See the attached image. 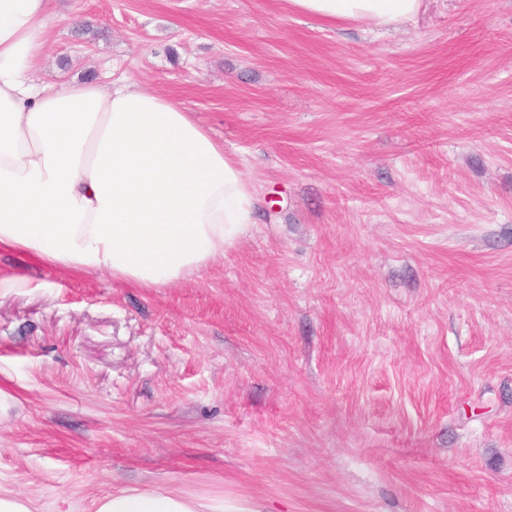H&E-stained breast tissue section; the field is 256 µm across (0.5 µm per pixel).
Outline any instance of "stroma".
<instances>
[{"label":"stroma","instance_id":"obj_1","mask_svg":"<svg viewBox=\"0 0 512 512\" xmlns=\"http://www.w3.org/2000/svg\"><path fill=\"white\" fill-rule=\"evenodd\" d=\"M31 77L193 112L256 221L140 288L0 252V487L224 512H512V0L397 29L279 0H51ZM223 512V507L196 504L165 493L120 492L99 500L96 512Z\"/></svg>","mask_w":512,"mask_h":512}]
</instances>
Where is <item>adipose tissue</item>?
<instances>
[{
  "label": "adipose tissue",
  "instance_id": "adipose-tissue-1",
  "mask_svg": "<svg viewBox=\"0 0 512 512\" xmlns=\"http://www.w3.org/2000/svg\"><path fill=\"white\" fill-rule=\"evenodd\" d=\"M295 15L388 28L421 0H283ZM50 0H0V249L154 288L200 271L253 223L251 184L181 104L133 83L36 86ZM96 512H204L120 492Z\"/></svg>",
  "mask_w": 512,
  "mask_h": 512
}]
</instances>
